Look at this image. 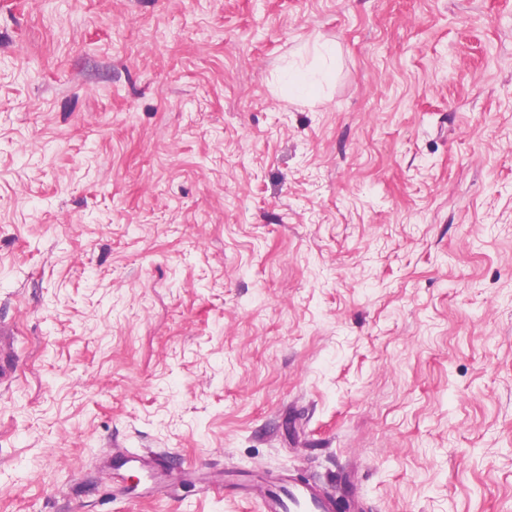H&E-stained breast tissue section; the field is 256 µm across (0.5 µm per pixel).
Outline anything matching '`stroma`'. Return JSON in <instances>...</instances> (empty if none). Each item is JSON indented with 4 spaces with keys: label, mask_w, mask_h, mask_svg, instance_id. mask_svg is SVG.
I'll return each instance as SVG.
<instances>
[{
    "label": "stroma",
    "mask_w": 512,
    "mask_h": 512,
    "mask_svg": "<svg viewBox=\"0 0 512 512\" xmlns=\"http://www.w3.org/2000/svg\"><path fill=\"white\" fill-rule=\"evenodd\" d=\"M3 324L0 512H512V0H0ZM0 342V388L6 389L16 378L17 365L13 351L9 343L6 342L3 331H1ZM122 454L116 456L125 459V463L132 462L146 468L155 483L163 482L167 479V468L164 465V457L159 453H136L125 449ZM226 487L254 500L262 512H337L351 506H343L320 484L301 480L289 472L229 480Z\"/></svg>",
    "instance_id": "obj_1"
}]
</instances>
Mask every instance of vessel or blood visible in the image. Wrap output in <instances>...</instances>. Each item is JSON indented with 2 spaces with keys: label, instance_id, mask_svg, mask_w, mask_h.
Masks as SVG:
<instances>
[{
  "label": "vessel or blood",
  "instance_id": "1",
  "mask_svg": "<svg viewBox=\"0 0 512 512\" xmlns=\"http://www.w3.org/2000/svg\"><path fill=\"white\" fill-rule=\"evenodd\" d=\"M125 461L146 468L154 482L167 478L164 458L158 453L123 451ZM228 490L258 503L261 512H338L335 495L318 483L297 478L289 472L273 476L246 477L227 482Z\"/></svg>",
  "mask_w": 512,
  "mask_h": 512
}]
</instances>
